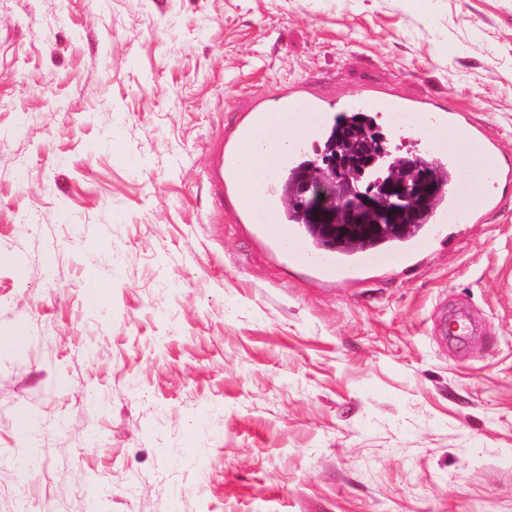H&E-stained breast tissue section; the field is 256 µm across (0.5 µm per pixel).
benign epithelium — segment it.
<instances>
[{
	"instance_id": "1",
	"label": "benign epithelium",
	"mask_w": 512,
	"mask_h": 512,
	"mask_svg": "<svg viewBox=\"0 0 512 512\" xmlns=\"http://www.w3.org/2000/svg\"><path fill=\"white\" fill-rule=\"evenodd\" d=\"M343 152L324 161L326 177H300L301 200L320 224L392 222L405 206L418 209L443 190L431 174L393 164V153L380 133L358 137L342 132Z\"/></svg>"
}]
</instances>
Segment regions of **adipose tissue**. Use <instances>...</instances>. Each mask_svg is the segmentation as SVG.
Segmentation results:
<instances>
[{"label":"adipose tissue","instance_id":"adipose-tissue-1","mask_svg":"<svg viewBox=\"0 0 512 512\" xmlns=\"http://www.w3.org/2000/svg\"><path fill=\"white\" fill-rule=\"evenodd\" d=\"M302 120L285 112L267 113L262 125L242 145L238 155L242 188L257 210H265V184L273 176L278 159L287 152Z\"/></svg>","mask_w":512,"mask_h":512}]
</instances>
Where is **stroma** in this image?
I'll return each mask as SVG.
<instances>
[{"label":"stroma","instance_id":"1","mask_svg":"<svg viewBox=\"0 0 512 512\" xmlns=\"http://www.w3.org/2000/svg\"><path fill=\"white\" fill-rule=\"evenodd\" d=\"M295 83L444 100L512 166V0H0V512H512V182L321 282L207 179Z\"/></svg>","mask_w":512,"mask_h":512}]
</instances>
